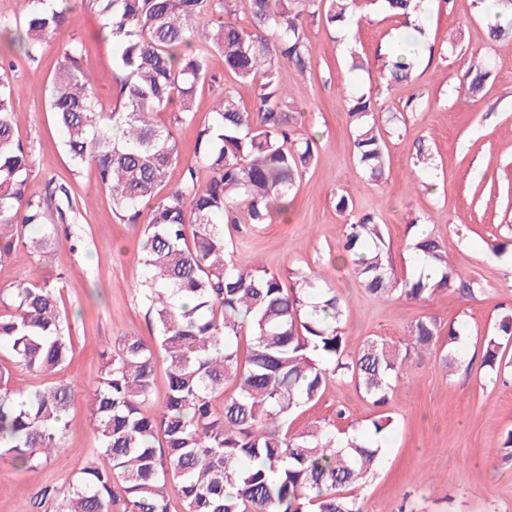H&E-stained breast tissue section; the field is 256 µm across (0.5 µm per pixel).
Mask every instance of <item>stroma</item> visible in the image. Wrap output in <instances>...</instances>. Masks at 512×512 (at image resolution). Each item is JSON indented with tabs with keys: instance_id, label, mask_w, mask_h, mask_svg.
<instances>
[{
	"instance_id": "obj_1",
	"label": "stroma",
	"mask_w": 512,
	"mask_h": 512,
	"mask_svg": "<svg viewBox=\"0 0 512 512\" xmlns=\"http://www.w3.org/2000/svg\"><path fill=\"white\" fill-rule=\"evenodd\" d=\"M424 21L434 53L422 57L411 83L392 88L380 66L401 24L378 9L357 35V50L369 66L353 75V83L372 93L379 111L399 117L398 132L385 137L386 176L379 185L367 180L355 158L340 82L346 56L329 31L308 21L310 68L302 73L280 64L278 79L301 114L303 131L314 138V162L294 189L286 216L269 224L225 225L224 238L239 267L259 263L285 279L300 270L324 278L344 301L342 333L349 350L372 337L399 343L425 316L434 317L443 333L452 325L462 328L468 368H444L446 350L438 341L426 352L410 353L393 378L384 409L393 424L383 456L367 482L353 490L367 512H512V448L503 445L512 430V382L481 367L486 336L512 312V38L488 42L475 0H431ZM73 40L85 45L84 67L95 79L103 109L112 110L117 92L112 45L102 39L96 13L82 0H76L62 35L45 44L36 59L0 58L6 78L20 89L13 100L15 135L30 152L32 189L44 194L65 185L77 209L75 221L59 227L65 260L36 253L21 264L0 262V290L60 278L74 343L71 358L51 377L16 366L13 384L63 382L76 392L62 455L33 468L0 461V512H55L54 503L39 493L75 478L93 456L94 421L83 392L104 368L103 351L130 333L147 340L155 334L139 294L146 277L141 229L113 215L93 167L73 170L49 110L51 79ZM480 58L489 61L490 76L484 95L473 101L459 83ZM210 70L214 81L196 92L195 122L174 129L179 162L170 184H178L185 163L193 161L197 124L210 119L213 101L226 86H234L241 106L255 103L254 86L234 84L222 58L213 57ZM421 142L430 148L434 168L415 167ZM343 195L355 212L373 214L381 224L397 273L413 268L405 242L416 221L446 245L449 264L478 282L482 293L469 300L448 290L413 301L367 292L351 263L338 257L346 217L336 203ZM502 242L507 253L495 256L491 248ZM380 410L355 380L335 378L317 402L291 418L290 429L300 432L325 418L341 430L360 427Z\"/></svg>"
}]
</instances>
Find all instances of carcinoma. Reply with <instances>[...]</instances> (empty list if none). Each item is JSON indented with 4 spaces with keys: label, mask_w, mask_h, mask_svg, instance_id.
<instances>
[{
    "label": "carcinoma",
    "mask_w": 512,
    "mask_h": 512,
    "mask_svg": "<svg viewBox=\"0 0 512 512\" xmlns=\"http://www.w3.org/2000/svg\"><path fill=\"white\" fill-rule=\"evenodd\" d=\"M23 28L0 19L8 46L36 58L42 45L68 25L72 0H19ZM112 43L118 84L112 111L99 108L97 88L84 70V46L72 41L52 82L49 109L64 131L63 148L75 168L95 167L113 214L142 225L141 259L147 276L141 295L156 336H123L104 371L86 389L97 448L77 477L42 497L56 512H364L347 491L360 485L383 454L379 435L392 417L383 413L368 430L342 432L316 421L301 433L285 429L290 416L320 399L329 380L351 377L374 403L385 404L389 379L405 366L400 349L372 338L350 352L342 336L341 298L319 275L294 273L291 285L264 266H237L224 239L226 224H266L288 212L290 193L314 160V142L300 136L277 73L283 62L304 72L311 62L305 22L336 31L369 10L408 17L424 0H246L251 28L231 21L237 0H86ZM512 0L487 13L488 36L512 30L502 22ZM238 83L257 87L255 104L240 106L230 88L198 129L196 162L162 198L177 163L176 140L161 122L195 119L194 98L214 55ZM417 58L389 50L388 84L410 80ZM488 64L469 70L462 88L482 96ZM14 88L0 77V261L26 253L62 251L58 225L76 206L63 185L43 196L30 188L29 151L15 137ZM347 117L358 163L382 183L386 141L370 94L345 85ZM206 181H201V176ZM336 209L350 218L341 251L370 293L424 300L454 288L474 299L479 283L448 264V251L431 234L406 243L418 266L432 274L396 276L386 257L382 225L352 214L349 199ZM0 349L16 365L50 374L73 352L58 286L24 282L0 291ZM440 337L436 320L419 319L406 348L422 352ZM462 333L448 329L444 366L462 363ZM512 344V315L501 318L483 349L482 367L499 377ZM166 364L168 392L153 415L142 405L153 392L156 351ZM234 384L222 408L224 385ZM75 391L62 383L36 389L10 385L0 363V460L42 464L58 456L67 435ZM103 456L101 466L96 457Z\"/></svg>",
    "instance_id": "carcinoma-1"
}]
</instances>
